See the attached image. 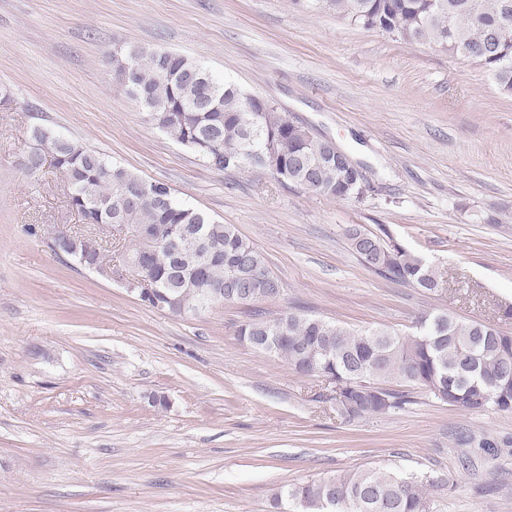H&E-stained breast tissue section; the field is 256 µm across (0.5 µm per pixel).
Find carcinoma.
Listing matches in <instances>:
<instances>
[{"instance_id": "obj_1", "label": "carcinoma", "mask_w": 512, "mask_h": 512, "mask_svg": "<svg viewBox=\"0 0 512 512\" xmlns=\"http://www.w3.org/2000/svg\"><path fill=\"white\" fill-rule=\"evenodd\" d=\"M324 8L367 30L407 42L432 43L483 68L499 91L512 96V38L496 30L512 26V0H320ZM119 85L136 98L174 141L216 170L259 166L248 161L271 143L287 162L288 181L340 200H362L363 173L336 160H320L309 131L288 120L271 102L262 114L263 135H252L247 118L260 96L214 78L197 62L162 48L134 47L112 53ZM25 173L39 177L45 165L68 185L67 206L93 229L126 226L136 234L112 244V269L131 272L142 265L151 288L141 300L173 314L218 302L251 304L281 294V283L263 254L232 224L212 220L179 202L171 188L149 182L132 170L49 128L29 131ZM362 263L396 282L434 293L441 275L404 247L373 233L348 230ZM89 250L73 236L64 257L81 264ZM222 296L216 297L218 287ZM240 341L285 359L298 374L334 387L336 414L347 421L379 415L407 402L400 386L420 388L462 410L512 412V336L477 321L446 313H425L416 331L354 330L316 315L284 311L255 318L237 329ZM426 479L361 469L296 483L277 499L300 512H426Z\"/></svg>"}]
</instances>
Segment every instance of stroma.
Wrapping results in <instances>:
<instances>
[{
  "instance_id": "obj_1",
  "label": "stroma",
  "mask_w": 512,
  "mask_h": 512,
  "mask_svg": "<svg viewBox=\"0 0 512 512\" xmlns=\"http://www.w3.org/2000/svg\"><path fill=\"white\" fill-rule=\"evenodd\" d=\"M125 45L180 53L334 140L364 198L208 167L120 87L106 54ZM34 125L235 225L282 284L267 315L408 333L436 312L512 335V97L481 67L291 0H0V512H298L281 487L354 469L435 480L427 512H512V413L415 389L343 420L327 382L238 340L249 307L173 314L57 258L27 225L80 218L57 170L34 182L20 166ZM351 226L442 288L368 269Z\"/></svg>"
}]
</instances>
